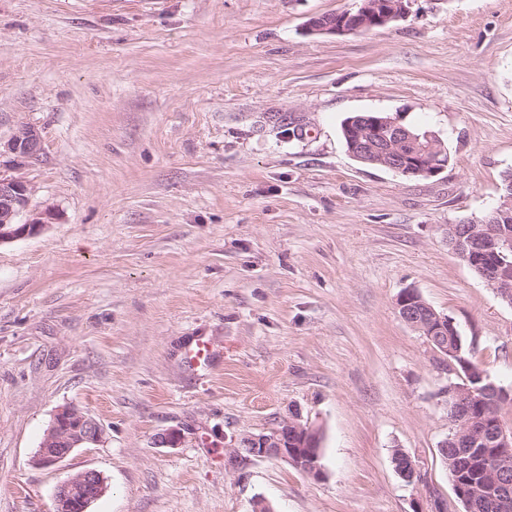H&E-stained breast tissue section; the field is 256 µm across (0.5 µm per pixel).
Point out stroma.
<instances>
[{
	"mask_svg": "<svg viewBox=\"0 0 512 512\" xmlns=\"http://www.w3.org/2000/svg\"><path fill=\"white\" fill-rule=\"evenodd\" d=\"M357 3L0 0V138L39 131L21 175L57 215L0 244V512H53L87 469L107 481L89 512H463L448 373L397 301L417 291L512 389V305L446 236L512 169V0L307 33ZM362 112L436 132L447 167L355 161L341 124ZM199 338L210 365L188 362ZM69 405L101 442L37 465ZM288 420L318 430L319 478L229 462Z\"/></svg>",
	"mask_w": 512,
	"mask_h": 512,
	"instance_id": "obj_1",
	"label": "stroma"
}]
</instances>
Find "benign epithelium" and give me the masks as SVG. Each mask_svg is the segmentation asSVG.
Returning a JSON list of instances; mask_svg holds the SVG:
<instances>
[{
  "mask_svg": "<svg viewBox=\"0 0 512 512\" xmlns=\"http://www.w3.org/2000/svg\"><path fill=\"white\" fill-rule=\"evenodd\" d=\"M410 0H360L353 10L328 15H315L306 23L310 34L350 35L369 32L386 27L403 19L409 9ZM382 138L383 151L377 162L405 177L434 176L446 167L439 161L444 152L440 137L428 131L419 136L401 123L397 116L357 117L348 125L347 150L355 159L367 153L371 142ZM41 138L30 125L20 126L6 141L0 140V169L19 171L39 158ZM32 189L21 176H5L0 173V244L35 235L55 219L49 209L40 212L28 211ZM25 220H20V217ZM507 216L502 210L482 221L470 231V238L448 241L450 249L467 265L482 266L489 255L501 249H512V234L498 227L500 218ZM504 267L487 280L497 296L512 304V279L503 276ZM431 306L413 290L404 291L398 300L400 317L418 329L421 327L422 309ZM459 337L453 322L445 316L433 314L426 336L435 344L434 351L440 360L448 363V372L457 376L469 375L467 363L457 367L448 357L456 352L448 349V336ZM102 428L89 414L75 408L63 407L54 415L36 460L43 466H52L64 461L72 452L86 445L101 441ZM477 438L499 449L512 448V433L504 428L483 427ZM240 449L256 458H283L296 469L312 477L321 475L320 435L318 430L288 421L268 434L247 435L240 440ZM491 494L484 497L460 496L466 504V512L481 507L490 512H512V482L506 480V471L496 468L491 473ZM106 491L103 476L92 469L80 471L61 483L56 490L54 512H88L92 502Z\"/></svg>",
  "mask_w": 512,
  "mask_h": 512,
  "instance_id": "7a95c632",
  "label": "benign epithelium"
}]
</instances>
